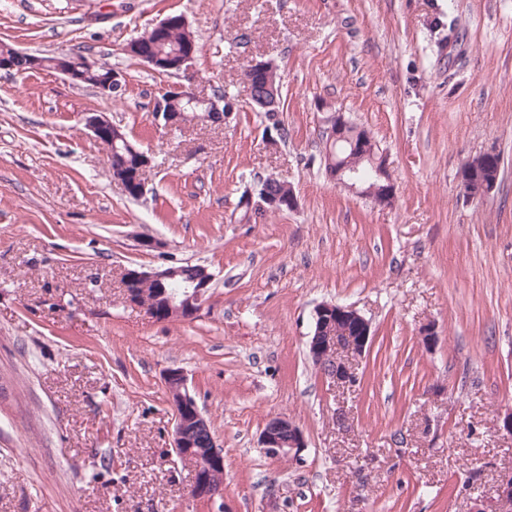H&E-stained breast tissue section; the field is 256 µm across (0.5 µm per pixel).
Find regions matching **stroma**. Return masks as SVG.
I'll return each instance as SVG.
<instances>
[{"mask_svg": "<svg viewBox=\"0 0 512 512\" xmlns=\"http://www.w3.org/2000/svg\"><path fill=\"white\" fill-rule=\"evenodd\" d=\"M171 15L198 41L194 88L236 102L222 126L153 121L171 79L124 47ZM0 43L124 77L106 98L0 70V512H496L512 472V0H0ZM254 59L281 77L275 144L242 83ZM336 111L386 152L393 206L328 179ZM87 112L151 157L144 198L113 181ZM487 151L501 184L465 201L459 170ZM266 177L298 206L243 223ZM176 262L213 276L195 319L126 302L124 269ZM323 302L371 323L345 390L308 355ZM172 367L224 451L221 497H192L172 448ZM272 415L303 431L299 461L260 451Z\"/></svg>", "mask_w": 512, "mask_h": 512, "instance_id": "35a3bbf8", "label": "stroma"}]
</instances>
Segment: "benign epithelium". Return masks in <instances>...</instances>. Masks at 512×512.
I'll list each match as a JSON object with an SVG mask.
<instances>
[{
  "label": "benign epithelium",
  "instance_id": "benign-epithelium-1",
  "mask_svg": "<svg viewBox=\"0 0 512 512\" xmlns=\"http://www.w3.org/2000/svg\"><path fill=\"white\" fill-rule=\"evenodd\" d=\"M172 25H177L184 31L189 30L188 23L181 16L164 19L155 25L153 40L135 42L138 58L154 71L163 65L165 69L190 81L196 51L193 38L187 37L181 50L175 54L166 55L157 48L163 35ZM18 59L25 61L29 71L42 70L49 66L74 85L87 82L94 74V88L105 97L112 96L122 88L123 75L120 72L102 67L99 62L83 54H62L50 62L41 56L15 49L10 54H0V70H14ZM270 67L271 62L255 59L244 70L243 82L249 103L255 102L258 88L256 76ZM163 95L164 98L158 99L153 109V118L160 126L170 129L184 126L188 118L185 110L187 106L202 108L214 117L217 123H224V97L219 94L201 95L190 85L176 83L163 92ZM84 125L99 142L108 141L114 144L119 140H125L122 130L113 125L102 112L87 113ZM347 130V120L342 113L338 112L329 119L331 139L340 141L346 138ZM366 157L369 158L377 177H387L389 163L386 154L370 148ZM328 176L336 184L370 198L377 206L388 207L393 201L395 189L390 188L385 193H380L377 186L369 185L362 179L356 165H338L328 172ZM177 277L176 268L157 269L152 272L127 269L124 272L126 298L129 302L144 308L157 320L174 317L192 319L200 311L202 301L211 286L212 275L203 268L200 276L183 283L180 290L173 293L166 291L167 285L174 282ZM145 284L163 288V306L154 304L140 291ZM314 315L315 329L308 344L309 356L326 376L336 382V385L354 386L358 380V359L370 344V321L355 308L335 303L317 305ZM351 322L356 327L355 334L341 335L340 326ZM164 384L174 414L173 448L177 456L194 469L193 497L212 500L223 496L224 484L220 481V476L224 473V452L218 448L215 438L212 437L204 443L197 438V434L207 428L208 423L189 393L185 372L180 368L167 369ZM303 447L305 439L301 429L284 416L270 418L258 442V448L269 458L288 456L296 459ZM498 503L500 512H512L511 474L501 480Z\"/></svg>",
  "mask_w": 512,
  "mask_h": 512
}]
</instances>
